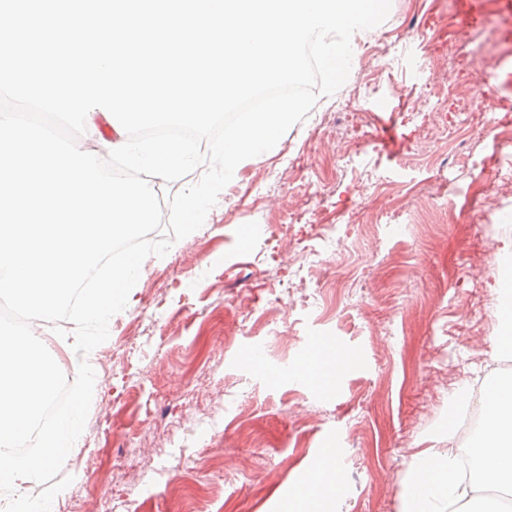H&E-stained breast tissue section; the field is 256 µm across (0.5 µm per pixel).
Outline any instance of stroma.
<instances>
[{
    "label": "stroma",
    "mask_w": 512,
    "mask_h": 512,
    "mask_svg": "<svg viewBox=\"0 0 512 512\" xmlns=\"http://www.w3.org/2000/svg\"><path fill=\"white\" fill-rule=\"evenodd\" d=\"M471 2L392 0L352 78L147 257L88 357L97 383L52 512H279L334 440L336 512H399L414 456L448 445L449 392L489 372L490 257L512 241V121L480 131L428 96L480 93L494 55L488 104L512 110V14L485 0L493 34ZM426 104L451 122L425 143ZM428 205L437 223H413ZM314 338L355 358L335 388L294 374Z\"/></svg>",
    "instance_id": "1"
}]
</instances>
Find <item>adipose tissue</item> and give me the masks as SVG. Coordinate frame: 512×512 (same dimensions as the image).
<instances>
[{"label":"adipose tissue","mask_w":512,"mask_h":512,"mask_svg":"<svg viewBox=\"0 0 512 512\" xmlns=\"http://www.w3.org/2000/svg\"><path fill=\"white\" fill-rule=\"evenodd\" d=\"M505 289L498 306L500 332L492 360L512 355V244L495 256ZM478 399L481 428L460 436L457 416ZM448 446L417 455L406 483L401 512H506L495 494L512 493V378H488L481 386L458 384L448 397ZM338 443L323 449L311 469L300 473L287 512H335Z\"/></svg>","instance_id":"obj_1"}]
</instances>
